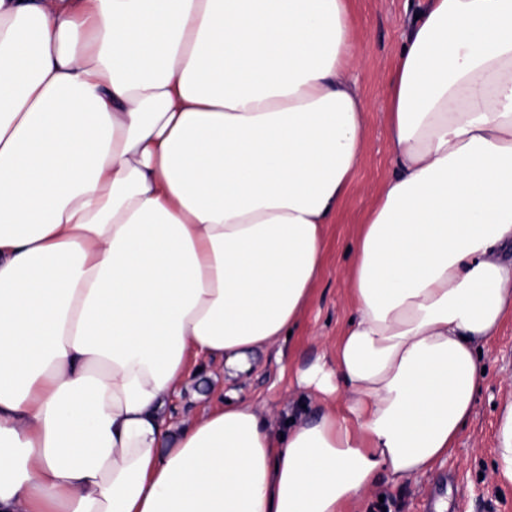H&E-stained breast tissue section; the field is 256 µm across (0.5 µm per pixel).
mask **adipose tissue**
<instances>
[{
  "label": "adipose tissue",
  "instance_id": "adipose-tissue-1",
  "mask_svg": "<svg viewBox=\"0 0 512 512\" xmlns=\"http://www.w3.org/2000/svg\"><path fill=\"white\" fill-rule=\"evenodd\" d=\"M350 5L0 0V512H348L447 457L512 318V0L409 21L352 314L297 376L324 403L276 428L224 390L297 327L362 161Z\"/></svg>",
  "mask_w": 512,
  "mask_h": 512
}]
</instances>
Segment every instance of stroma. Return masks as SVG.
I'll list each match as a JSON object with an SVG mask.
<instances>
[{"label":"stroma","mask_w":512,"mask_h":512,"mask_svg":"<svg viewBox=\"0 0 512 512\" xmlns=\"http://www.w3.org/2000/svg\"><path fill=\"white\" fill-rule=\"evenodd\" d=\"M419 0H352L364 64L353 78L370 105L366 114L363 160L342 209L326 227V253L320 279L283 355H252L248 374L228 389L252 399L274 421L299 405L316 407L318 396L299 388L300 370L326 353L352 309L347 300L348 248L374 205L380 185L394 173L387 126V78L403 34ZM486 373L471 421L448 458L427 474L394 487L388 484L357 497L350 512H512V482L495 475L501 410L512 398V318L482 349Z\"/></svg>","instance_id":"stroma-1"}]
</instances>
